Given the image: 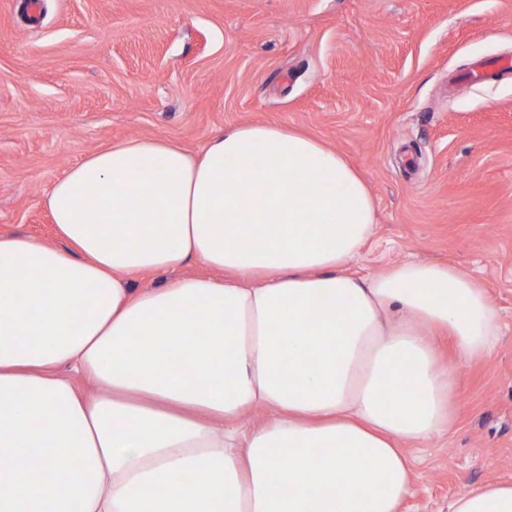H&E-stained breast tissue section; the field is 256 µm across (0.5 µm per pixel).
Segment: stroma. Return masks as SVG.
Wrapping results in <instances>:
<instances>
[{
  "mask_svg": "<svg viewBox=\"0 0 512 512\" xmlns=\"http://www.w3.org/2000/svg\"><path fill=\"white\" fill-rule=\"evenodd\" d=\"M0 0V232L58 239L44 196L132 137L196 153L225 128L278 123L347 158L377 203L353 270L412 258L482 280L501 336L457 363L448 433L406 445L401 512H448L512 480V0Z\"/></svg>",
  "mask_w": 512,
  "mask_h": 512,
  "instance_id": "obj_1",
  "label": "stroma"
}]
</instances>
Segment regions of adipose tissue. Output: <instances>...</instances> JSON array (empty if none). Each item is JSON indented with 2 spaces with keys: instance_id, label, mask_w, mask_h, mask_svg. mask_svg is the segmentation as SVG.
I'll list each match as a JSON object with an SVG mask.
<instances>
[{
  "instance_id": "adipose-tissue-1",
  "label": "adipose tissue",
  "mask_w": 512,
  "mask_h": 512,
  "mask_svg": "<svg viewBox=\"0 0 512 512\" xmlns=\"http://www.w3.org/2000/svg\"><path fill=\"white\" fill-rule=\"evenodd\" d=\"M45 204L61 246L0 234V512H400L403 444L455 414L435 336L455 361L498 344L484 283L453 265L352 274L375 201L335 150L278 124L225 129L197 157L114 143ZM192 263L224 277L131 286ZM258 408L274 418L243 431ZM30 457L33 481L1 465ZM449 512H512V482Z\"/></svg>"
}]
</instances>
